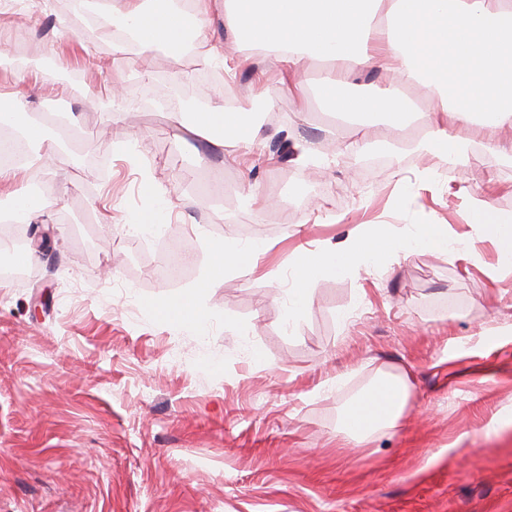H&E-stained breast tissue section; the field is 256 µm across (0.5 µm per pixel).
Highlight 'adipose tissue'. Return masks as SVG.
I'll return each instance as SVG.
<instances>
[{"mask_svg": "<svg viewBox=\"0 0 512 512\" xmlns=\"http://www.w3.org/2000/svg\"><path fill=\"white\" fill-rule=\"evenodd\" d=\"M112 24L128 31L142 52L163 46L180 50L188 34H200L216 9L237 42L269 50L290 93H301L308 61L324 72V98L346 112L377 116L365 138L354 141L362 151L401 129L411 104L402 89L425 86L436 106L429 114L434 151L455 149L478 139L492 151L512 153V140L498 138L512 130V0H192L191 10L169 0H103ZM379 69L393 80L374 94L340 99L339 68ZM223 92L213 103L187 115L195 133L216 147L233 149L252 143L259 127L252 113L226 109ZM468 223L479 225L499 257L512 258V219L485 198L472 201ZM269 250L265 242L239 240L212 247L213 260L195 288L159 300L154 309L171 322L203 330L199 293L219 287L231 269L254 271ZM451 253L469 258L470 238L450 236L444 224L425 222L408 234L374 224L348 235L328 250L299 252L294 260L297 286L290 291L289 316L311 300L316 283L330 273L375 264L399 253ZM406 375L388 373L342 420L344 432L357 441L397 425L408 398Z\"/></svg>", "mask_w": 512, "mask_h": 512, "instance_id": "1", "label": "adipose tissue"}]
</instances>
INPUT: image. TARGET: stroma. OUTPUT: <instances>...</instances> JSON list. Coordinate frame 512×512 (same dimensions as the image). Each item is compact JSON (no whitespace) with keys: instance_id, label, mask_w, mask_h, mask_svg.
Wrapping results in <instances>:
<instances>
[{"instance_id":"stroma-1","label":"stroma","mask_w":512,"mask_h":512,"mask_svg":"<svg viewBox=\"0 0 512 512\" xmlns=\"http://www.w3.org/2000/svg\"><path fill=\"white\" fill-rule=\"evenodd\" d=\"M62 4L12 0L0 26V91L81 135L19 168V187L44 188L33 226L49 242L24 279L0 278V512H512V270L463 217L483 194L512 215V157L473 142L435 153L421 86L407 92L421 115L351 151L372 116L333 118L310 72L288 96L270 55L236 44L216 14L203 38L224 42L227 99L260 123L242 161L225 162L180 118L214 90L193 64L130 48L93 63L108 36H78ZM116 80L171 98L105 108ZM282 141L312 164L281 162ZM146 176L161 198L143 194ZM162 204L175 279L166 251L130 231ZM430 220L475 238L474 256L400 254L324 276L289 318L298 247ZM240 238L270 250L201 295L204 332L151 309L202 277L212 242ZM384 371L409 379L396 428L361 444L338 434Z\"/></svg>"}]
</instances>
